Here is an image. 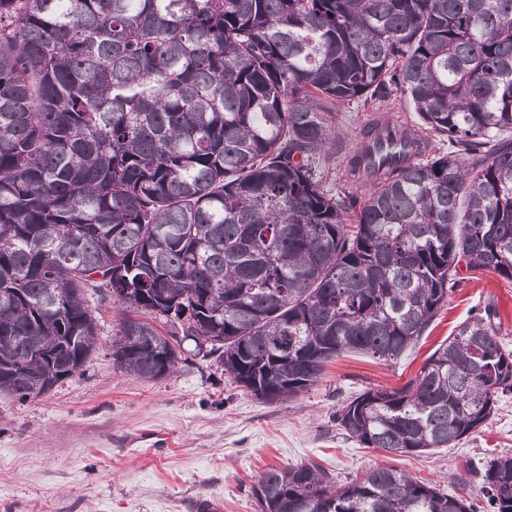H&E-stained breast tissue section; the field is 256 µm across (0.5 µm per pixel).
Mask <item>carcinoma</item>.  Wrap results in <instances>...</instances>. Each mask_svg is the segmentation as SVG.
<instances>
[{
  "mask_svg": "<svg viewBox=\"0 0 512 512\" xmlns=\"http://www.w3.org/2000/svg\"><path fill=\"white\" fill-rule=\"evenodd\" d=\"M399 91L328 187L336 106ZM453 150L425 158L431 140ZM512 281V0H0V393L112 357L161 380L186 343L264 402L355 352L393 364L461 282ZM487 305L401 388L334 419L365 448H454L512 393ZM41 350L56 352L39 365ZM512 512V455L479 471ZM258 512H479L375 467L271 468Z\"/></svg>",
  "mask_w": 512,
  "mask_h": 512,
  "instance_id": "1",
  "label": "carcinoma"
}]
</instances>
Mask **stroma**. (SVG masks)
<instances>
[{"mask_svg": "<svg viewBox=\"0 0 512 512\" xmlns=\"http://www.w3.org/2000/svg\"><path fill=\"white\" fill-rule=\"evenodd\" d=\"M380 113L417 118L396 92L341 105L335 125L343 151L356 147ZM488 304L512 350V282L486 272L454 290L396 365L345 353L316 385L267 403L232 384L211 356L189 358L159 381L121 370L112 359L121 310L104 300L96 310L98 347L82 375L24 402L0 394V512H200L204 499L221 501L222 512H256L250 490L261 473L310 459L341 481L384 465L457 492L466 466L512 455V394L481 432L421 456L360 447L337 429L334 413L368 388L406 384ZM152 431L164 434L166 447H152Z\"/></svg>", "mask_w": 512, "mask_h": 512, "instance_id": "1", "label": "stroma"}]
</instances>
